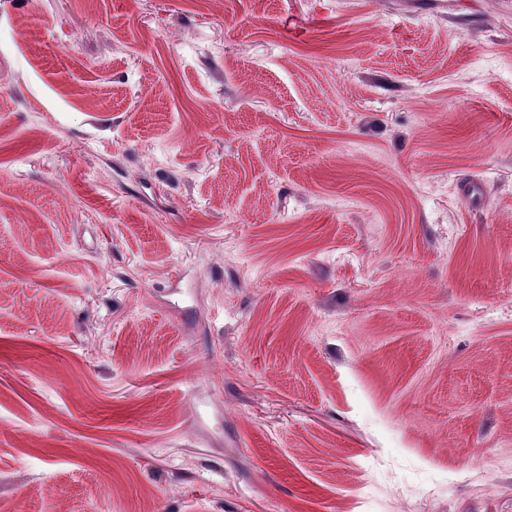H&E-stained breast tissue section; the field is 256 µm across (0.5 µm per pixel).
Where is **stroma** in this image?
<instances>
[{
  "instance_id": "stroma-1",
  "label": "stroma",
  "mask_w": 512,
  "mask_h": 512,
  "mask_svg": "<svg viewBox=\"0 0 512 512\" xmlns=\"http://www.w3.org/2000/svg\"><path fill=\"white\" fill-rule=\"evenodd\" d=\"M512 0H0V502L512 512Z\"/></svg>"
}]
</instances>
